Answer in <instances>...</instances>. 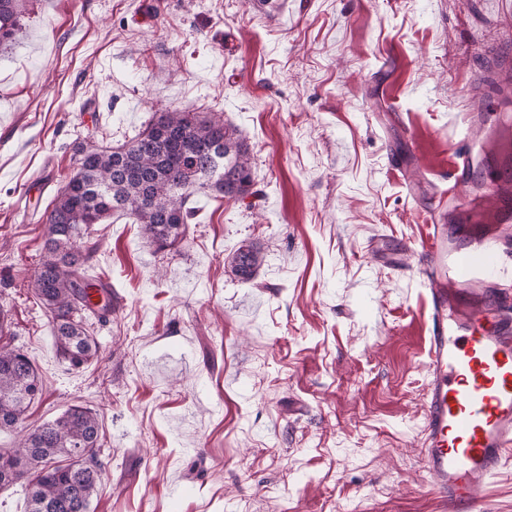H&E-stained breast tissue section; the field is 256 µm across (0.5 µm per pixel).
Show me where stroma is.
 Instances as JSON below:
<instances>
[{
	"label": "stroma",
	"instance_id": "1",
	"mask_svg": "<svg viewBox=\"0 0 512 512\" xmlns=\"http://www.w3.org/2000/svg\"><path fill=\"white\" fill-rule=\"evenodd\" d=\"M512 56V0H29L0 47V306L42 392L34 428L97 413L112 455L91 512H448L419 452L429 330L415 256L449 201L452 151L512 121L462 118ZM220 112L254 193L192 197L177 252L92 225L119 297L70 368L27 290L42 215L86 138L156 112ZM262 249L242 282L227 261Z\"/></svg>",
	"mask_w": 512,
	"mask_h": 512
}]
</instances>
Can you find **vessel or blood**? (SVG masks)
I'll return each mask as SVG.
<instances>
[{
	"instance_id": "vessel-or-blood-1",
	"label": "vessel or blood",
	"mask_w": 512,
	"mask_h": 512,
	"mask_svg": "<svg viewBox=\"0 0 512 512\" xmlns=\"http://www.w3.org/2000/svg\"><path fill=\"white\" fill-rule=\"evenodd\" d=\"M489 206L461 210L467 248L430 227L417 256L430 329L420 453L430 484L451 512H476L486 480L512 455V311L496 225L512 221V173L491 178Z\"/></svg>"
}]
</instances>
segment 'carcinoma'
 <instances>
[{
	"label": "carcinoma",
	"mask_w": 512,
	"mask_h": 512,
	"mask_svg": "<svg viewBox=\"0 0 512 512\" xmlns=\"http://www.w3.org/2000/svg\"><path fill=\"white\" fill-rule=\"evenodd\" d=\"M27 2L0 0V47L14 40ZM76 154V171L43 214L42 256L28 288L50 320L60 357L79 369L103 355L87 314L100 320L112 314V290L90 273L91 250L77 244L90 225L125 218L164 253L186 236L196 187L240 199L253 194V179L248 143L219 112H157L123 144L88 140ZM262 261L260 248L244 242L229 266L248 282ZM40 393L33 360L21 347L1 343L0 431L17 428ZM107 466L97 414L72 405L0 451V494L24 489L26 512H90Z\"/></svg>",
	"instance_id": "cac0c4a2"
}]
</instances>
